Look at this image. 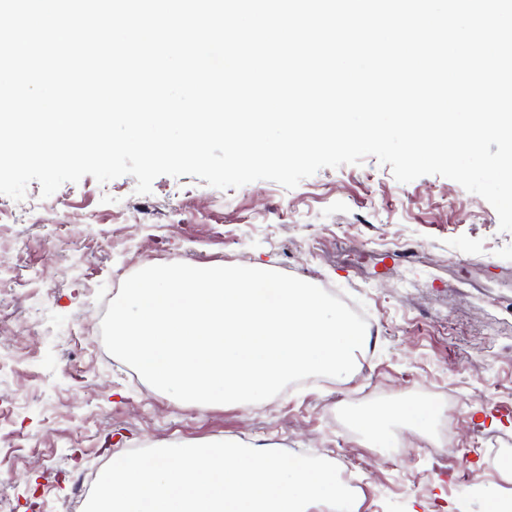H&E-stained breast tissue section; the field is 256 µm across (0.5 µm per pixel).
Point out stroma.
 Masks as SVG:
<instances>
[{
  "label": "stroma",
  "mask_w": 512,
  "mask_h": 512,
  "mask_svg": "<svg viewBox=\"0 0 512 512\" xmlns=\"http://www.w3.org/2000/svg\"><path fill=\"white\" fill-rule=\"evenodd\" d=\"M67 182L42 197L0 195V474L13 512H65L78 476L113 451L235 441L310 453L359 476L358 512H483L512 494V232L494 208L440 175L402 184L370 156L324 168L292 190L256 181L220 190L183 176ZM320 243L306 252L309 240ZM249 263L357 301L377 331L332 385L290 384L257 405L199 407L155 391L108 353L103 299L138 270ZM457 411L453 444L437 427L388 426L402 451L345 434L359 409L421 401Z\"/></svg>",
  "instance_id": "35a3bbf8"
}]
</instances>
